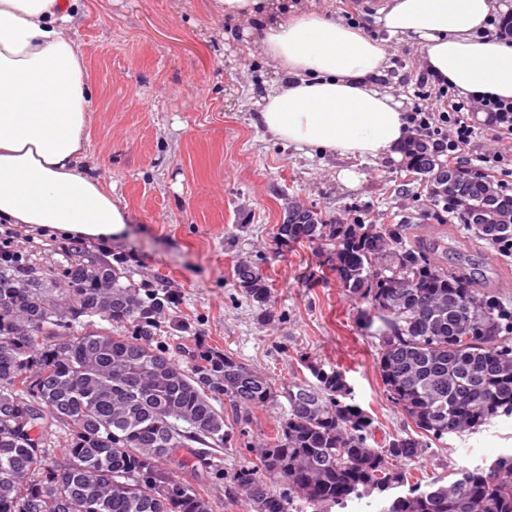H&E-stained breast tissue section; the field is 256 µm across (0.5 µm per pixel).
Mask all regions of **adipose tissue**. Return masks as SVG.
<instances>
[{
  "label": "adipose tissue",
  "instance_id": "ef3b65f1",
  "mask_svg": "<svg viewBox=\"0 0 512 512\" xmlns=\"http://www.w3.org/2000/svg\"><path fill=\"white\" fill-rule=\"evenodd\" d=\"M378 25L418 46L420 65L461 96L512 101V43L492 34L498 0H377ZM81 0H0V223L121 239L122 199L86 167L93 95L74 35ZM276 71L257 122L305 154L403 157L402 104L384 85V41L310 0H215Z\"/></svg>",
  "mask_w": 512,
  "mask_h": 512
}]
</instances>
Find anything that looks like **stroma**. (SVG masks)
<instances>
[{
  "label": "stroma",
  "mask_w": 512,
  "mask_h": 512,
  "mask_svg": "<svg viewBox=\"0 0 512 512\" xmlns=\"http://www.w3.org/2000/svg\"><path fill=\"white\" fill-rule=\"evenodd\" d=\"M212 4L84 0L75 30L94 89L88 163L132 214L123 239L88 241L85 250L122 263L136 286L175 293L161 336L177 360L201 341L267 374L281 391L310 378V366L338 369L348 403L373 418L376 438L406 434L412 425L388 400L377 369L378 324L366 323V303L342 287L319 244L277 242L285 207L299 200L329 224H403L413 239L443 235L441 264L492 279V297L508 308L512 256L470 243L464 225L441 223L405 162L310 158L260 128V99L277 74ZM419 57L418 48L396 46L385 81L407 111L424 75ZM345 167L358 171V185L339 180ZM14 248L44 268L67 257L62 239L22 227ZM242 261L268 276L266 309L236 287ZM511 453L512 416H501L429 441L406 467L445 484L460 469Z\"/></svg>",
  "instance_id": "obj_1"
}]
</instances>
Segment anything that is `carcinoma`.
Returning <instances> with one entry per match:
<instances>
[{"instance_id":"obj_1","label":"carcinoma","mask_w":512,"mask_h":512,"mask_svg":"<svg viewBox=\"0 0 512 512\" xmlns=\"http://www.w3.org/2000/svg\"><path fill=\"white\" fill-rule=\"evenodd\" d=\"M404 151L433 206L471 239L496 248L512 240V223H471L487 192L479 178L450 191L451 167L425 139ZM275 238L332 246L343 287L368 303V323H381L379 374L416 434L371 447L373 419L343 401L342 373L313 367L317 385H288V412L224 488L243 496L247 512L344 509L408 485L400 463L421 456L427 440L512 416V336L485 278L433 262L441 240L411 242L400 224H327L304 204L288 206ZM235 277L250 303L266 306L271 284L259 267L241 262ZM123 278L120 266L84 254L57 278L0 260V512L222 508L202 482L224 473L218 446L232 445L251 409L276 401L275 385L202 343L178 364L158 336L175 294ZM96 316L131 331L91 329ZM381 512H512V455L462 469L446 485H409Z\"/></svg>"}]
</instances>
